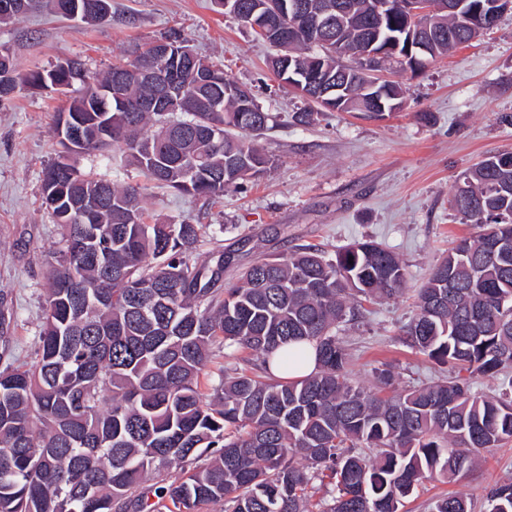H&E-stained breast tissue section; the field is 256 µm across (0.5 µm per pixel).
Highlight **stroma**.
I'll list each match as a JSON object with an SVG mask.
<instances>
[{
	"label": "stroma",
	"mask_w": 512,
	"mask_h": 512,
	"mask_svg": "<svg viewBox=\"0 0 512 512\" xmlns=\"http://www.w3.org/2000/svg\"><path fill=\"white\" fill-rule=\"evenodd\" d=\"M173 30L251 88L272 114L273 127L261 141L272 166L216 200L148 189V222L205 225L189 261L212 265L232 254L224 267L228 283L242 266L301 244L332 251L357 239L382 242L404 262L406 290L395 300L366 304L360 322L343 326L353 375L371 384L373 369L389 362L400 384L436 381L439 367L407 347L399 328L414 314L415 291L430 269L471 233L450 208L455 187L486 157L512 150V12L448 56L392 70L405 88L404 104L380 120L314 111L275 76L271 47L214 0H112L108 21L81 26L43 9L0 22V44L10 47L22 71L79 58L99 73ZM62 104L46 91L0 102V292L12 310L8 333L18 365L33 358L46 273L60 237L42 201V180L58 151L52 127ZM309 111L316 114L311 124L295 122V113ZM508 478L512 441L456 483L425 480L405 509L429 512L451 490L477 499L488 484Z\"/></svg>",
	"instance_id": "obj_1"
}]
</instances>
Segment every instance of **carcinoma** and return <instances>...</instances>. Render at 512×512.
I'll list each match as a JSON object with an SVG mask.
<instances>
[{"label":"carcinoma","instance_id":"obj_1","mask_svg":"<svg viewBox=\"0 0 512 512\" xmlns=\"http://www.w3.org/2000/svg\"><path fill=\"white\" fill-rule=\"evenodd\" d=\"M339 3L341 36L323 27L293 48L292 63L275 53L270 66L288 71L320 65L338 78L332 111L362 113L377 96L385 111L402 105L392 83L367 89L361 52L378 33L402 35L405 11L383 17L375 0ZM462 11L434 13L429 57L448 54L488 28L466 24ZM142 50L112 65L93 84L87 63L65 59L21 73L0 101L24 89L72 94L54 133L61 146L47 167L43 203L61 229L32 363L16 366L0 352V512H403L423 480L455 481L485 454L512 441V380L497 395L472 390L476 375L512 370V151L478 163L458 184L451 205L474 232L461 238L418 290L416 313L400 327L403 343L444 368L430 384L399 387L392 365L374 383L352 378V356L337 328L362 317L363 303L404 291L399 255L374 240L330 254L300 245L261 258L219 291L224 261L191 265L202 224H148L143 191L151 186L218 198L263 172L270 158L259 139L272 117L248 121L258 108L251 91L197 58L188 77L164 62L189 96L216 112H197V128L179 96L153 112H126L104 98L116 77L136 97L132 70ZM350 57L355 64L344 63ZM91 134L71 148L68 125ZM119 149L145 184H120L81 171L79 154ZM99 204L96 223L80 220ZM317 369L302 378L275 375L279 360L302 363L306 345ZM224 357L247 351L261 375L218 368L213 398L201 376L212 346ZM431 512H474L466 494L431 503ZM482 512H512V481L486 486Z\"/></svg>","mask_w":512,"mask_h":512}]
</instances>
